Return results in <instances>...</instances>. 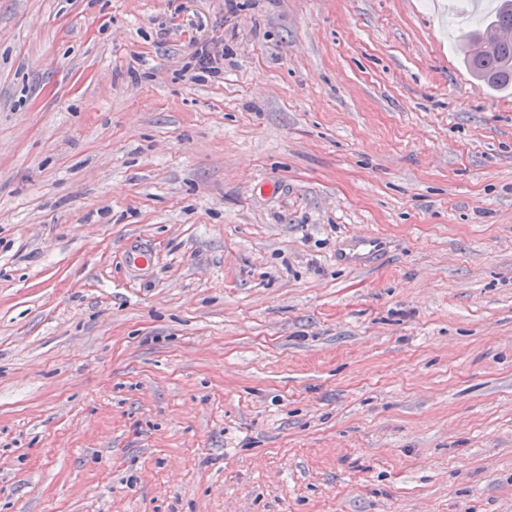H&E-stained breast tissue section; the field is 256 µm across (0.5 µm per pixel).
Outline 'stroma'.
<instances>
[{
  "label": "stroma",
  "mask_w": 512,
  "mask_h": 512,
  "mask_svg": "<svg viewBox=\"0 0 512 512\" xmlns=\"http://www.w3.org/2000/svg\"><path fill=\"white\" fill-rule=\"evenodd\" d=\"M493 2L0 0V512H512ZM494 11L475 30L470 31L464 63L482 85L495 90L512 88V36L500 40L497 32L512 35V0H498ZM221 48V49H220ZM195 65L208 76L219 77L224 72V40L221 44H202L195 53Z\"/></svg>",
  "instance_id": "1"
}]
</instances>
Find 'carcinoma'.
Wrapping results in <instances>:
<instances>
[{
    "label": "carcinoma",
    "mask_w": 512,
    "mask_h": 512,
    "mask_svg": "<svg viewBox=\"0 0 512 512\" xmlns=\"http://www.w3.org/2000/svg\"><path fill=\"white\" fill-rule=\"evenodd\" d=\"M512 32V0H498L494 11L465 40L464 63L474 78L488 88H512V38L497 33Z\"/></svg>",
    "instance_id": "1"
}]
</instances>
